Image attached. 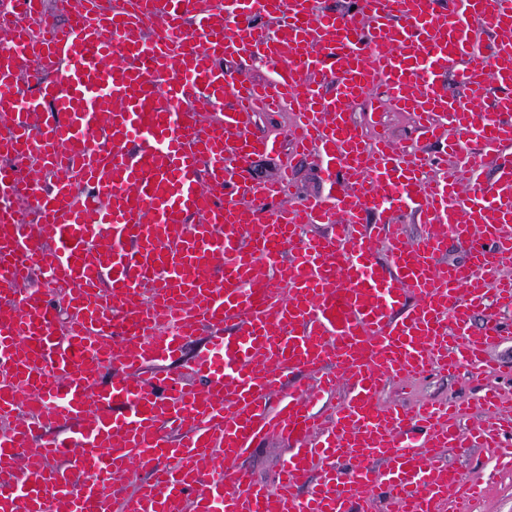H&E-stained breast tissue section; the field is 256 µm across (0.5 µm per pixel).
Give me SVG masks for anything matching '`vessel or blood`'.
<instances>
[{
  "label": "vessel or blood",
  "instance_id": "obj_1",
  "mask_svg": "<svg viewBox=\"0 0 512 512\" xmlns=\"http://www.w3.org/2000/svg\"><path fill=\"white\" fill-rule=\"evenodd\" d=\"M507 24L512 0H0V512H451L480 486L439 450L511 468L464 404L379 403L434 368L490 371L512 338V97L469 107L512 85L490 46ZM243 55L270 77L225 72ZM379 89L474 151L365 139L352 106ZM286 109L279 175L236 180L278 148L255 116ZM307 159L332 180L298 202ZM39 269L65 290L26 288ZM261 439L288 448L271 485L236 464ZM219 455L231 470L205 471Z\"/></svg>",
  "mask_w": 512,
  "mask_h": 512
}]
</instances>
